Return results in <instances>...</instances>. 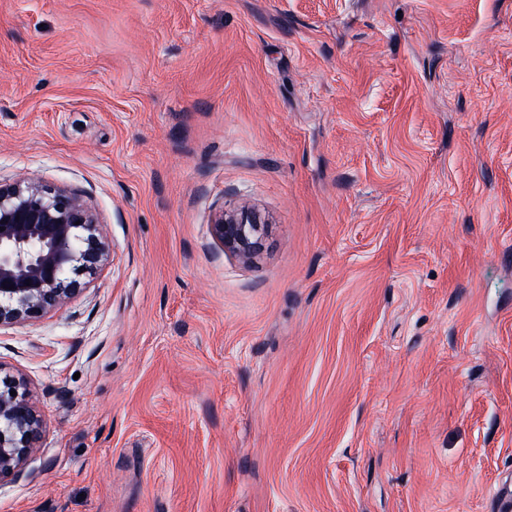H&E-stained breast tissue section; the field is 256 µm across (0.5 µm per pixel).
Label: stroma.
Masks as SVG:
<instances>
[{
  "label": "stroma",
  "mask_w": 512,
  "mask_h": 512,
  "mask_svg": "<svg viewBox=\"0 0 512 512\" xmlns=\"http://www.w3.org/2000/svg\"><path fill=\"white\" fill-rule=\"evenodd\" d=\"M23 176L111 258L0 328L43 424L0 512H499L512 0H0ZM259 223L257 216L248 210L225 216L222 212L210 228L214 239L225 252L247 263L260 248L266 234V225Z\"/></svg>",
  "instance_id": "obj_1"
}]
</instances>
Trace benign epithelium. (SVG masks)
Segmentation results:
<instances>
[{
    "label": "benign epithelium",
    "instance_id": "obj_1",
    "mask_svg": "<svg viewBox=\"0 0 512 512\" xmlns=\"http://www.w3.org/2000/svg\"><path fill=\"white\" fill-rule=\"evenodd\" d=\"M224 251L243 263L260 248L266 226L243 210L210 224ZM110 247L77 192L36 177L0 184V327L62 308L109 261ZM42 421L22 381L0 377V479L21 473L38 447Z\"/></svg>",
    "mask_w": 512,
    "mask_h": 512
}]
</instances>
